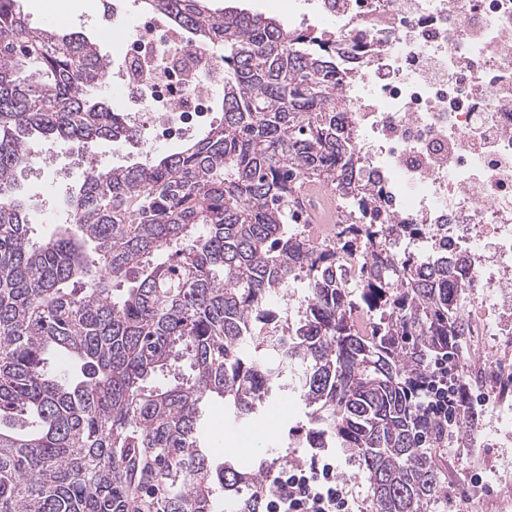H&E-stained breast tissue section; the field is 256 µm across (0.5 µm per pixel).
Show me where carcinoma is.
<instances>
[{"instance_id":"obj_1","label":"carcinoma","mask_w":512,"mask_h":512,"mask_svg":"<svg viewBox=\"0 0 512 512\" xmlns=\"http://www.w3.org/2000/svg\"><path fill=\"white\" fill-rule=\"evenodd\" d=\"M0 0V512H261L274 468L218 460L205 405L254 419L279 390L311 408L306 443L357 459L371 512H424L446 497L410 394L471 325L446 262L387 232L336 94L323 35L209 0H147L224 49L220 116L181 150L89 171L66 224L35 242L16 172L40 135L87 150L131 142L123 114L90 98L112 60L78 33L29 26ZM330 187L342 248L297 231L308 188ZM308 294L269 314L290 282ZM63 352L74 370L54 372Z\"/></svg>"}]
</instances>
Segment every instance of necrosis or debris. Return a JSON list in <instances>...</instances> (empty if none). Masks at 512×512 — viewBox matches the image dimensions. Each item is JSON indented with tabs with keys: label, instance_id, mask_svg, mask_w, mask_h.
I'll return each mask as SVG.
<instances>
[{
	"label": "necrosis or debris",
	"instance_id": "4bbe7bcc",
	"mask_svg": "<svg viewBox=\"0 0 512 512\" xmlns=\"http://www.w3.org/2000/svg\"><path fill=\"white\" fill-rule=\"evenodd\" d=\"M345 52L340 82L361 153L394 224H424L435 250L464 259V291L512 335V0H310ZM175 28L133 25L122 62L135 127L181 141L211 118L218 60L188 65Z\"/></svg>",
	"mask_w": 512,
	"mask_h": 512
}]
</instances>
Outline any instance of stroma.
I'll use <instances>...</instances> for the list:
<instances>
[{
    "label": "stroma",
    "mask_w": 512,
    "mask_h": 512,
    "mask_svg": "<svg viewBox=\"0 0 512 512\" xmlns=\"http://www.w3.org/2000/svg\"><path fill=\"white\" fill-rule=\"evenodd\" d=\"M113 0H17L30 26L49 27L64 33L77 32L98 39L109 28ZM236 6L290 23L299 28L323 31L324 21L303 15L299 0H211L212 8ZM50 163L39 170L17 172L27 202L28 220L34 236L50 234L63 223L64 198L82 181L89 166L109 168L139 162L147 154H171L180 150L177 142H103L92 157H85L76 145L55 139L39 140ZM489 401L484 409L483 429L471 432L449 429L447 447H432L429 453L448 497L430 512H457L461 497L478 492L491 495L512 490V396L500 398L492 386H484ZM306 409L290 392L283 391L267 401L258 419L232 424L224 419V405H208L203 434L216 455L233 454L241 464L255 466L260 459H278L288 466L309 463L310 449L304 448L298 430L307 426Z\"/></svg>",
    "instance_id": "obj_1"
}]
</instances>
